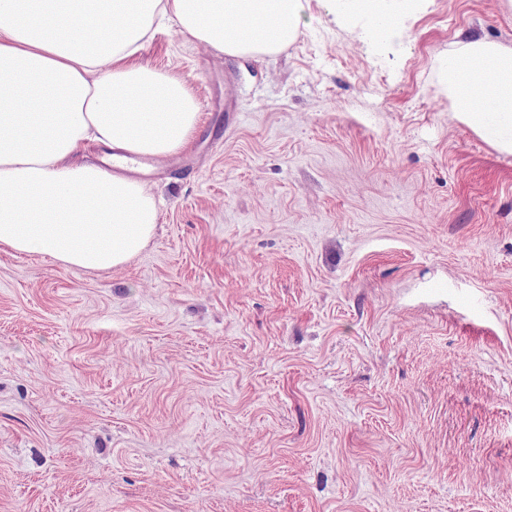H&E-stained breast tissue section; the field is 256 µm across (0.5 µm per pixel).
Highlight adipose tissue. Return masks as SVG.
<instances>
[{"label": "adipose tissue", "mask_w": 512, "mask_h": 512, "mask_svg": "<svg viewBox=\"0 0 512 512\" xmlns=\"http://www.w3.org/2000/svg\"><path fill=\"white\" fill-rule=\"evenodd\" d=\"M303 0H0V249L67 268L128 264L158 207L131 156L177 153L197 102L182 76L139 65L161 28L225 55H274L297 37ZM454 111L512 149V47L451 45L438 66ZM112 170L76 161L85 141Z\"/></svg>", "instance_id": "obj_1"}]
</instances>
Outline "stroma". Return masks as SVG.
I'll return each mask as SVG.
<instances>
[{
  "mask_svg": "<svg viewBox=\"0 0 512 512\" xmlns=\"http://www.w3.org/2000/svg\"><path fill=\"white\" fill-rule=\"evenodd\" d=\"M306 0L294 42L172 30L190 144L102 272L0 251V512H512V152L454 112L501 0Z\"/></svg>",
  "mask_w": 512,
  "mask_h": 512,
  "instance_id": "stroma-1",
  "label": "stroma"
}]
</instances>
